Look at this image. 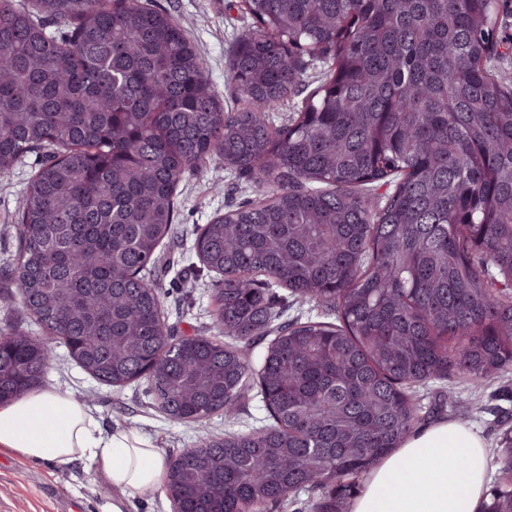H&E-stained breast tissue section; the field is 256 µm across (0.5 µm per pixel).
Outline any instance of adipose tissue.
<instances>
[{
  "label": "adipose tissue",
  "instance_id": "1",
  "mask_svg": "<svg viewBox=\"0 0 512 512\" xmlns=\"http://www.w3.org/2000/svg\"><path fill=\"white\" fill-rule=\"evenodd\" d=\"M0 448L24 461L62 468L88 461L113 488L162 487L165 459L150 440L126 430L103 432L98 419L53 387L0 404ZM463 458V469L450 460ZM487 452L468 426L439 421L408 437L370 470L351 512H477L485 498Z\"/></svg>",
  "mask_w": 512,
  "mask_h": 512
}]
</instances>
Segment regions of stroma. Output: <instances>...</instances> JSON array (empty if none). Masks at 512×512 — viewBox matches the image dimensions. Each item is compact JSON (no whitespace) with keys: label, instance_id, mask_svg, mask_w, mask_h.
I'll return each mask as SVG.
<instances>
[{"label":"stroma","instance_id":"1","mask_svg":"<svg viewBox=\"0 0 512 512\" xmlns=\"http://www.w3.org/2000/svg\"><path fill=\"white\" fill-rule=\"evenodd\" d=\"M155 2L188 32L225 107H238L226 55L234 36L253 27V19L239 12L231 0ZM37 163L36 155H28L11 174L0 177V276L14 267L19 199ZM253 195L250 185L228 174L217 159L206 169L185 174L179 182L174 194L175 222L156 264L166 322L177 334L216 335L212 289L219 276L199 262L193 242L200 229L229 205ZM55 352L43 385L66 392L89 408L104 431L137 432L153 441L166 457L195 446L200 439H217L269 422L261 397L253 395L241 404L234 421H225L223 413L216 412L197 423H173L154 410L146 395V381L117 390L89 376L64 346H56ZM417 397L426 411L424 425L445 419L464 423L483 439L489 459L503 452L504 437L512 433V372L486 380H435L420 386ZM116 500L123 503L124 512H172L163 489L112 492L89 463L53 468L18 460L0 449V512H104Z\"/></svg>","mask_w":512,"mask_h":512}]
</instances>
